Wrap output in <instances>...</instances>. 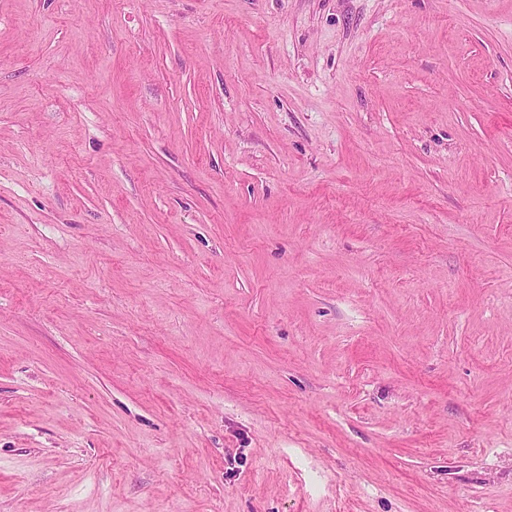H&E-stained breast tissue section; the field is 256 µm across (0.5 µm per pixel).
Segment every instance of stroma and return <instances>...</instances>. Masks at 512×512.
<instances>
[{
  "mask_svg": "<svg viewBox=\"0 0 512 512\" xmlns=\"http://www.w3.org/2000/svg\"><path fill=\"white\" fill-rule=\"evenodd\" d=\"M0 512H512V0H0Z\"/></svg>",
  "mask_w": 512,
  "mask_h": 512,
  "instance_id": "stroma-1",
  "label": "stroma"
}]
</instances>
